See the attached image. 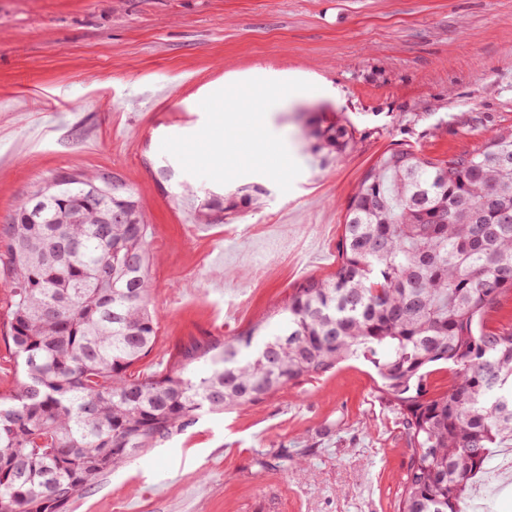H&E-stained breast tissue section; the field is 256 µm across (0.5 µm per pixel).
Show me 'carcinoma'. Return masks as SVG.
<instances>
[{
  "instance_id": "cac0c4a2",
  "label": "carcinoma",
  "mask_w": 512,
  "mask_h": 512,
  "mask_svg": "<svg viewBox=\"0 0 512 512\" xmlns=\"http://www.w3.org/2000/svg\"><path fill=\"white\" fill-rule=\"evenodd\" d=\"M320 165L354 143L315 128ZM264 190L211 194L205 222ZM43 198L34 214V197ZM125 217L103 224L107 211ZM10 252L8 339L24 382L0 396V512H66L75 494L193 427L202 413L258 405L286 386L364 360L411 451L397 512H462L494 449L512 443V128L470 152L384 151L346 205L340 262L231 337H193L168 367H132L157 338L150 225L110 173L56 171L0 226ZM454 373L440 392L436 367Z\"/></svg>"
}]
</instances>
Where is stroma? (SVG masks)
<instances>
[{
	"label": "stroma",
	"instance_id": "stroma-1",
	"mask_svg": "<svg viewBox=\"0 0 512 512\" xmlns=\"http://www.w3.org/2000/svg\"><path fill=\"white\" fill-rule=\"evenodd\" d=\"M352 128L314 164L308 124ZM512 127V0H0V224L50 172L120 176L152 226V352L229 338L331 276L346 204L388 148L468 152ZM258 185L198 221L195 192ZM361 360L207 414L68 512H394L410 451ZM505 455L482 512H512ZM265 191L258 185L246 186L229 194H209L198 209V216L205 223H223L224 216L249 208Z\"/></svg>",
	"mask_w": 512,
	"mask_h": 512
}]
</instances>
